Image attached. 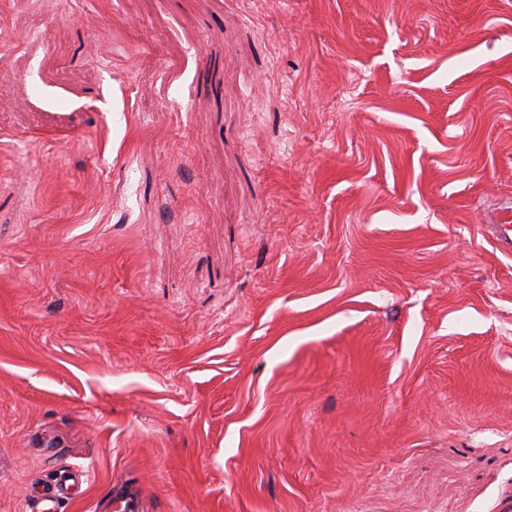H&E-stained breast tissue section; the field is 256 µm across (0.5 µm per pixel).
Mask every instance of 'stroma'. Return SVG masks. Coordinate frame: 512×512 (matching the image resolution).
<instances>
[{
  "mask_svg": "<svg viewBox=\"0 0 512 512\" xmlns=\"http://www.w3.org/2000/svg\"><path fill=\"white\" fill-rule=\"evenodd\" d=\"M512 0H0V512H512ZM67 479H63L62 477L59 479V482L53 487H46L40 493L39 497L36 500V508H31V511L34 512H61L60 500L62 498V489L63 485Z\"/></svg>",
  "mask_w": 512,
  "mask_h": 512,
  "instance_id": "stroma-1",
  "label": "stroma"
}]
</instances>
